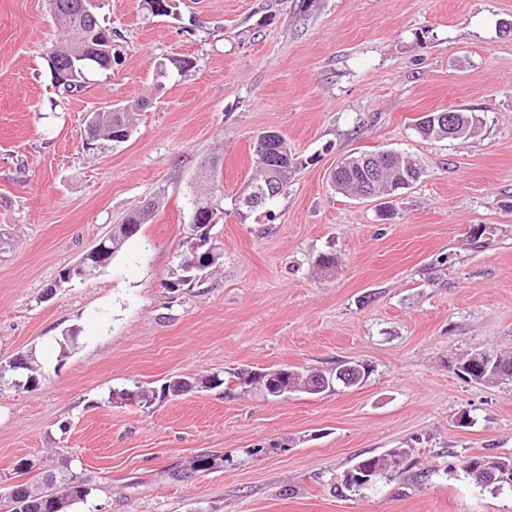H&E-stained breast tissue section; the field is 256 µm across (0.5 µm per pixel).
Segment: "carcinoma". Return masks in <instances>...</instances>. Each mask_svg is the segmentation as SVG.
I'll use <instances>...</instances> for the list:
<instances>
[{
	"label": "carcinoma",
	"mask_w": 512,
	"mask_h": 512,
	"mask_svg": "<svg viewBox=\"0 0 512 512\" xmlns=\"http://www.w3.org/2000/svg\"><path fill=\"white\" fill-rule=\"evenodd\" d=\"M80 0H50V5L64 31V39L52 46L49 54L61 55L63 61L68 58L62 52L76 43H81L86 37L104 39L113 35L112 29L104 26L101 21L90 24L79 11ZM144 106V102L136 101L121 106L120 109L109 111L99 110V121L94 135L99 140L109 141L114 145L127 142L134 132V115ZM275 150L267 154L268 146L262 143V137H257L254 155L259 168V175L249 182L235 198L238 209L252 211L257 205L249 198L259 194L269 176V166L279 167L278 192L287 189L288 184L297 173L299 162L289 151L282 136H277ZM423 176L422 168L412 160L393 152L376 154H359L343 159L336 166L333 175V186L336 191L358 198H385L407 188L406 182L416 183ZM155 207H142L126 216L123 223L112 226V238L109 243L111 254H116L123 244L130 239L124 231L127 224L139 232L141 225L148 223ZM212 247L210 231H197L195 236L187 237L186 250L188 256L180 264L181 274L172 283L171 289L187 286L189 288L202 282L209 274V268L215 262V256L208 255V262H203L200 255ZM482 351L475 350L460 357L457 361V371L462 377L477 384L495 385L512 382V357L496 354V364L484 366L480 355ZM23 388L32 391L39 387L45 379V369L34 358H29L25 367ZM349 375L346 386L355 387L364 383L369 374V368L360 361H348L333 372L307 370L283 367L279 374L273 375L266 371H253L240 368L229 373L224 379L218 375L174 378L163 383L160 388L145 387L137 382L131 386L112 388L107 397L110 403L132 401L142 407H149L158 399L167 396H179L197 389H213L224 384H234L241 389L258 388L266 396L281 398L288 394H314L312 376L317 375L333 384L343 383L342 376ZM408 448H392L378 456H367L358 459L345 473L344 485L354 492L369 490L386 474L401 469L409 456ZM461 467L465 475L476 484L497 490L499 482L489 481L488 474L495 470L512 474V458L498 455H474L464 457ZM93 487L88 480L70 475L62 479L48 474L36 484L22 483L13 486L12 491L0 499V509L4 512H72V507L85 501Z\"/></svg>",
	"instance_id": "obj_1"
}]
</instances>
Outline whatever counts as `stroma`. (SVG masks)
Returning a JSON list of instances; mask_svg holds the SVG:
<instances>
[{"label":"stroma","instance_id":"35a3bbf8","mask_svg":"<svg viewBox=\"0 0 512 512\" xmlns=\"http://www.w3.org/2000/svg\"><path fill=\"white\" fill-rule=\"evenodd\" d=\"M143 0L100 12L121 63L67 93L46 49L49 0H0V362L29 352L36 390L0 380V495L66 469L88 479L75 512H512L461 457L512 458V384L461 378L456 358L512 354V0ZM174 58L189 59L184 71ZM146 105L123 144L89 148L88 113ZM482 118L464 140L412 130L429 112ZM303 166L288 190L239 216L258 134ZM393 150L424 175L395 214L337 193L351 154ZM224 216L216 269L173 291L202 163ZM159 206L104 268L58 285L114 224ZM336 264H315L320 254ZM74 335L58 360L62 336ZM356 388L271 400L214 388L151 407L112 387L237 368L334 369ZM392 448L405 469L347 490L358 458ZM209 453L220 463L193 472Z\"/></svg>","mask_w":512,"mask_h":512}]
</instances>
